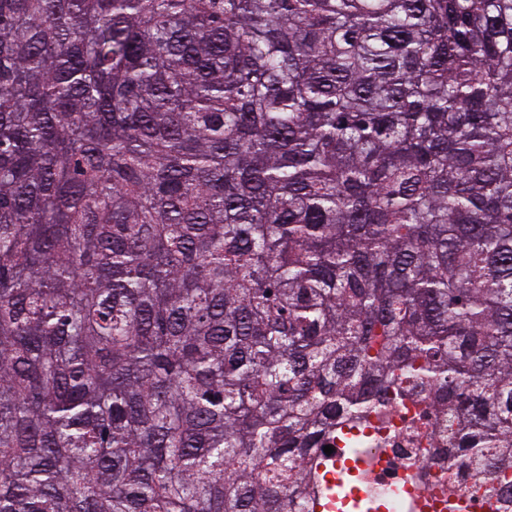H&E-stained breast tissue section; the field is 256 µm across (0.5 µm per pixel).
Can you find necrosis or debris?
Instances as JSON below:
<instances>
[{
  "instance_id": "4bbe7bcc",
  "label": "necrosis or debris",
  "mask_w": 512,
  "mask_h": 512,
  "mask_svg": "<svg viewBox=\"0 0 512 512\" xmlns=\"http://www.w3.org/2000/svg\"><path fill=\"white\" fill-rule=\"evenodd\" d=\"M423 394L389 405L344 427L328 455L327 485H341L337 512H506L476 487L474 472L448 465V440L439 436ZM456 494H449V484Z\"/></svg>"
}]
</instances>
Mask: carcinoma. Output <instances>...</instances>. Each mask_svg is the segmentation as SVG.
<instances>
[{
  "instance_id": "cac0c4a2",
  "label": "carcinoma",
  "mask_w": 512,
  "mask_h": 512,
  "mask_svg": "<svg viewBox=\"0 0 512 512\" xmlns=\"http://www.w3.org/2000/svg\"><path fill=\"white\" fill-rule=\"evenodd\" d=\"M425 392L512 498V0H0V512H310Z\"/></svg>"
}]
</instances>
